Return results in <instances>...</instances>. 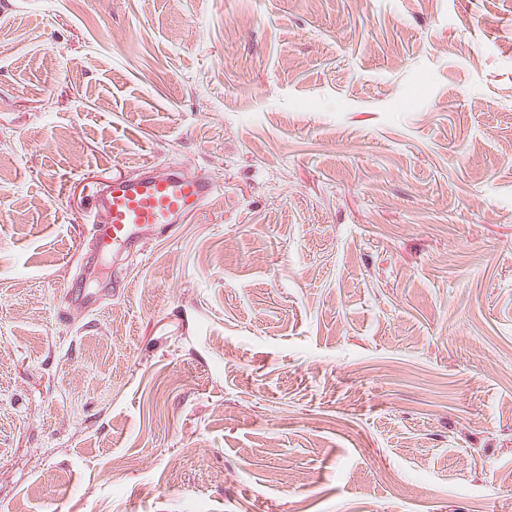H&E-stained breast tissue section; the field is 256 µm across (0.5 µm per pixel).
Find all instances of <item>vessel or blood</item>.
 I'll return each instance as SVG.
<instances>
[{"instance_id": "1", "label": "vessel or blood", "mask_w": 512, "mask_h": 512, "mask_svg": "<svg viewBox=\"0 0 512 512\" xmlns=\"http://www.w3.org/2000/svg\"><path fill=\"white\" fill-rule=\"evenodd\" d=\"M217 191L202 174L151 168L118 179L99 191L94 201L96 236L102 251L133 254L149 234L162 233L197 212Z\"/></svg>"}]
</instances>
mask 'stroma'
<instances>
[{
	"instance_id": "35a3bbf8",
	"label": "stroma",
	"mask_w": 512,
	"mask_h": 512,
	"mask_svg": "<svg viewBox=\"0 0 512 512\" xmlns=\"http://www.w3.org/2000/svg\"><path fill=\"white\" fill-rule=\"evenodd\" d=\"M0 512H512V0H0ZM142 173L113 180L94 201V222L99 248L119 255L136 253L141 240L180 224L197 212L217 192V185L203 174L188 175L173 169Z\"/></svg>"
}]
</instances>
